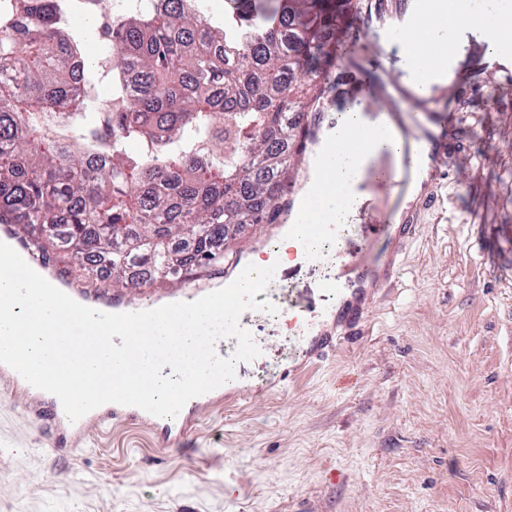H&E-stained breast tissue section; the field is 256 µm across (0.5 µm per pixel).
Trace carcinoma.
Segmentation results:
<instances>
[{"label": "carcinoma", "mask_w": 512, "mask_h": 512, "mask_svg": "<svg viewBox=\"0 0 512 512\" xmlns=\"http://www.w3.org/2000/svg\"><path fill=\"white\" fill-rule=\"evenodd\" d=\"M69 2L0 0V222L36 252L106 256L126 289L179 281L237 228L278 223L335 0H229L221 25L200 0H142L103 29L112 67L79 75L98 4L78 0V29Z\"/></svg>", "instance_id": "cac0c4a2"}]
</instances>
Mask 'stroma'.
<instances>
[{
  "mask_svg": "<svg viewBox=\"0 0 512 512\" xmlns=\"http://www.w3.org/2000/svg\"><path fill=\"white\" fill-rule=\"evenodd\" d=\"M402 2L345 0L356 32L336 45L317 131L351 108L404 111L402 49L369 37ZM383 52L392 70L368 69ZM454 55L460 79L438 98L460 124L368 318L316 359L280 315L256 312L266 358L242 364L239 394L190 407L191 436L172 446L108 422L58 448L27 395L0 397V512H512V91L480 32L461 30ZM346 75L380 87L387 107L347 91ZM387 166L377 159L361 182L349 235L382 208ZM50 264L69 287L140 303L224 278L218 265L129 290L99 286L62 250Z\"/></svg>",
  "mask_w": 512,
  "mask_h": 512,
  "instance_id": "1",
  "label": "stroma"
}]
</instances>
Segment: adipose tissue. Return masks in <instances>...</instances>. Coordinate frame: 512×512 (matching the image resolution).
<instances>
[{
	"mask_svg": "<svg viewBox=\"0 0 512 512\" xmlns=\"http://www.w3.org/2000/svg\"><path fill=\"white\" fill-rule=\"evenodd\" d=\"M475 27L500 33L512 31V0H434L432 25L404 50V62L414 77L416 93H424L422 75L440 63L436 50L437 28ZM370 122L359 112L341 114L333 130L330 166L336 186L321 192L307 214L311 224H345L361 198L358 185L364 167L382 154H398L400 142L383 140L370 131Z\"/></svg>",
	"mask_w": 512,
	"mask_h": 512,
	"instance_id": "adipose-tissue-1",
	"label": "adipose tissue"
}]
</instances>
